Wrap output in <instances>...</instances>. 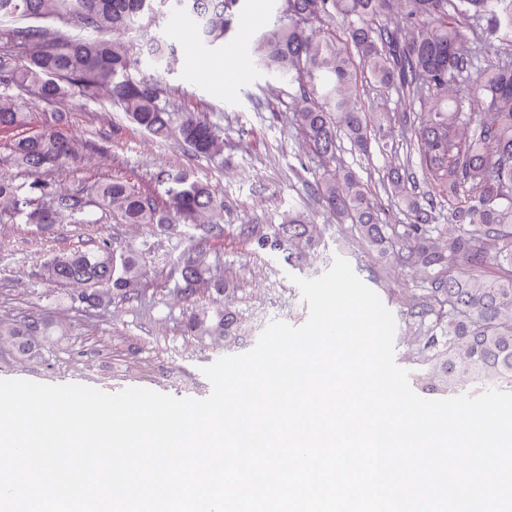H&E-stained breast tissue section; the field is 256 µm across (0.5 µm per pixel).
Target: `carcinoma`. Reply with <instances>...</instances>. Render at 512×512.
I'll return each mask as SVG.
<instances>
[{"label": "carcinoma", "instance_id": "1", "mask_svg": "<svg viewBox=\"0 0 512 512\" xmlns=\"http://www.w3.org/2000/svg\"><path fill=\"white\" fill-rule=\"evenodd\" d=\"M238 0H0V84L34 92L48 104L109 92L112 105L150 136L176 133L192 155L224 156V131L201 112H172L159 84L133 73L130 44L119 35L147 33L156 9L187 17L205 43L233 27ZM401 16L403 26L391 24ZM341 19L344 40L328 25ZM512 0H284L283 16L255 42L263 69L296 86L291 122L322 172L307 182L323 210L345 225L355 251L413 274L416 287L398 291L404 360L421 392L448 395L465 383L512 389ZM156 65L176 61L166 39H148ZM396 94V108L366 110L364 86ZM30 113L0 98V133L28 123ZM53 112L41 131L12 144L18 183L0 176V218L16 224H95L93 206L124 224L166 231L184 223L210 235L223 231L224 197L184 168L161 169L155 189L111 179L67 189L49 174L77 168L84 157ZM367 155L390 156L383 187L392 224L368 183L341 158L343 143ZM428 190L412 182L411 156ZM448 207V223L438 220ZM255 250L302 268L317 254L319 225L291 211L262 232L246 229ZM177 293L201 288L214 305L186 318L202 342L235 344L240 317L223 304L227 280L204 267L201 253L179 260ZM47 280L70 291L54 300L92 316L112 301L138 296L147 276L142 251L104 239L92 249L56 252ZM68 335L49 307L20 318L0 317V346L25 361Z\"/></svg>", "mask_w": 512, "mask_h": 512}]
</instances>
